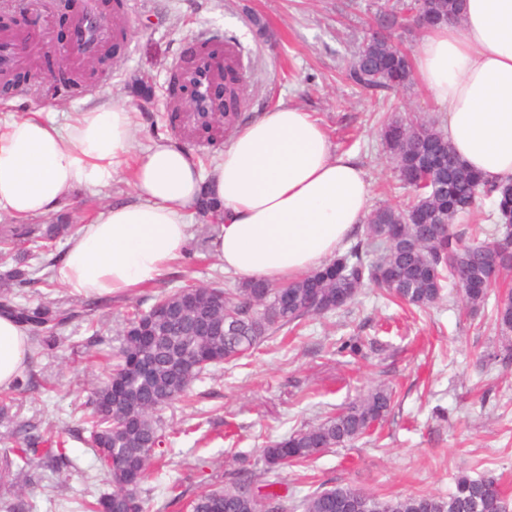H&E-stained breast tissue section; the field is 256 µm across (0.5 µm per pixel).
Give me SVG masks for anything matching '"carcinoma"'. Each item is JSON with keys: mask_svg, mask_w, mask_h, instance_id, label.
Instances as JSON below:
<instances>
[{"mask_svg": "<svg viewBox=\"0 0 512 512\" xmlns=\"http://www.w3.org/2000/svg\"><path fill=\"white\" fill-rule=\"evenodd\" d=\"M460 0H426L431 25L461 19ZM413 76L406 53L389 37L368 38L349 66V77L365 88H390L394 73ZM223 123L197 125L193 134L210 142L223 137ZM383 138L398 180L413 200L408 205H385L374 210L364 225L363 238L322 268L287 283L243 281L235 288L216 284L191 285L164 293L147 311L134 309L122 329L119 347L105 379L94 384L87 409L90 443L111 491L100 495L90 512H144L140 486L149 469L164 457L166 437L157 414L174 401L190 397L195 381L209 367L247 358L260 345L284 335L313 317L338 309L336 298H354L367 284L385 290L397 303L428 309L455 289L471 310L484 307L497 268L512 267V253L499 254L481 238L476 227L468 239L454 230L457 219L470 215L481 195H512V182L485 184L457 157L436 120H391L383 124ZM417 167L433 170L431 184L408 180ZM206 224L203 236H216L223 216L211 202H202ZM495 232L512 235V211L495 203ZM78 226L63 218L46 224L0 226L1 273L7 288L0 294V310L12 315L37 335L41 347H53L59 332L79 317L92 315L95 304L66 308L32 306L15 300L10 287L31 282L29 260L54 251ZM224 318V332L212 322ZM504 345L493 359L512 366V290L494 310ZM140 402L131 410L128 403ZM392 393L369 389L320 423L268 444L267 469L303 464L315 451L346 446L380 424L391 409ZM17 443L8 449L0 469V484L10 493L25 471L66 460L60 440L44 438L33 426L11 429ZM250 474L230 488L204 489L189 502L190 512H269L267 504L279 499L268 492H253ZM507 500L501 481L487 471L477 478L461 474L448 497L428 494L382 500L372 493L337 484L307 495L303 512H503Z\"/></svg>", "mask_w": 512, "mask_h": 512, "instance_id": "cac0c4a2", "label": "carcinoma"}]
</instances>
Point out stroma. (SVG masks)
<instances>
[{"label": "stroma", "instance_id": "stroma-1", "mask_svg": "<svg viewBox=\"0 0 512 512\" xmlns=\"http://www.w3.org/2000/svg\"><path fill=\"white\" fill-rule=\"evenodd\" d=\"M381 0H127L128 34L112 56V75L82 96L59 89L47 98L38 88L0 94V120L9 121L54 101L56 120L100 98L136 110L133 154L170 127L165 90L172 59L204 34L236 41L246 54L244 72L252 120L278 102L310 112L334 147L355 155L370 184V208L406 200L380 133L381 120L438 118L440 109L419 82L371 92L344 77L364 38L377 29ZM261 25H254V18ZM151 86L150 97L136 93ZM128 177L98 193L81 190L64 206L70 221L88 223L103 206L130 197ZM213 251L176 262L161 280L96 308L100 338L82 319L62 333L55 348L34 347L28 369L37 384L10 394L13 424L37 425L59 436L69 458L60 470H35L28 485L31 512H84L108 486L97 469L84 406L104 366L100 351L120 342L128 311L149 309L161 291L221 283L237 287ZM359 339L353 355L341 346ZM501 332L489 309L466 313L459 296L408 311L386 302L377 287L362 288L345 307L310 322L299 334L275 337L238 364L214 367L195 382L191 403L164 408L167 465L150 472L140 495L146 512H186L188 497L228 486L241 469L257 486L272 484L284 512H302V499L338 483L382 499L411 494L447 496L459 473L491 470L512 497V369L493 358ZM382 385L393 392L385 420L371 435L330 448L302 466L266 473L263 448L319 423L329 413ZM181 484L185 498L174 499Z\"/></svg>", "mask_w": 512, "mask_h": 512}]
</instances>
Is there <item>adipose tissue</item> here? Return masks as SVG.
Returning a JSON list of instances; mask_svg holds the SVG:
<instances>
[{
  "instance_id": "obj_1",
  "label": "adipose tissue",
  "mask_w": 512,
  "mask_h": 512,
  "mask_svg": "<svg viewBox=\"0 0 512 512\" xmlns=\"http://www.w3.org/2000/svg\"><path fill=\"white\" fill-rule=\"evenodd\" d=\"M413 72L459 159L489 183L512 181V0H462L460 22L426 31ZM134 135L133 112L111 101L63 125L45 107L0 125V214L46 216L74 191L130 174L132 200L106 206L67 242L55 278L71 294L118 296L159 280L186 252L188 218L205 197L224 211L211 247L225 270L272 283L325 265L364 221L370 185L358 161L296 106L251 120L207 174L168 140L131 158ZM32 349L25 326L0 315V389Z\"/></svg>"
}]
</instances>
